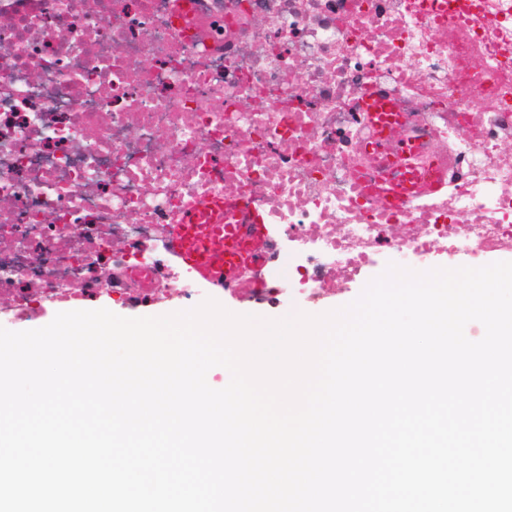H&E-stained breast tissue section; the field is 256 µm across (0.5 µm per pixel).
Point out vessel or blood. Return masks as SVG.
<instances>
[{
  "instance_id": "1",
  "label": "vessel or blood",
  "mask_w": 512,
  "mask_h": 512,
  "mask_svg": "<svg viewBox=\"0 0 512 512\" xmlns=\"http://www.w3.org/2000/svg\"><path fill=\"white\" fill-rule=\"evenodd\" d=\"M233 208L245 211L246 223H225V211ZM259 225L258 211L244 197L232 201L214 199L184 213L178 226L175 253L196 269L208 285L221 288L235 279L241 267L260 262L258 240L251 235Z\"/></svg>"
}]
</instances>
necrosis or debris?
I'll return each mask as SVG.
<instances>
[{
	"label": "necrosis or debris",
	"mask_w": 512,
	"mask_h": 512,
	"mask_svg": "<svg viewBox=\"0 0 512 512\" xmlns=\"http://www.w3.org/2000/svg\"><path fill=\"white\" fill-rule=\"evenodd\" d=\"M0 0V318L204 290L170 251L244 196L240 287L321 308L394 262L512 251V0ZM389 102L379 130L366 99ZM407 165L418 189L383 199ZM391 262L390 259L384 258L380 262L373 264L366 272L365 278L346 288H331L324 306L315 313H306L311 315H319L329 310L341 307L353 301L359 296L365 285L374 277L383 272L386 265Z\"/></svg>",
	"instance_id": "obj_1"
}]
</instances>
